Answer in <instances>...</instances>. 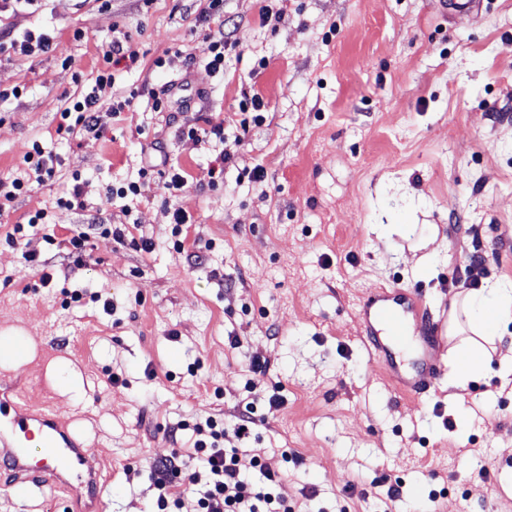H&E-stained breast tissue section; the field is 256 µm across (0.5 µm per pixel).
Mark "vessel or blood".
Segmentation results:
<instances>
[{"mask_svg": "<svg viewBox=\"0 0 512 512\" xmlns=\"http://www.w3.org/2000/svg\"><path fill=\"white\" fill-rule=\"evenodd\" d=\"M372 357L405 395L419 397L442 374L428 350L439 328L424 309L421 291L379 287L361 306ZM88 451L66 430L53 411L24 409L0 391V473L20 498L51 485L71 497L74 512H101L99 473L86 465Z\"/></svg>", "mask_w": 512, "mask_h": 512, "instance_id": "vessel-or-blood-1", "label": "vessel or blood"}]
</instances>
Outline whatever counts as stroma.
<instances>
[{"mask_svg":"<svg viewBox=\"0 0 512 512\" xmlns=\"http://www.w3.org/2000/svg\"><path fill=\"white\" fill-rule=\"evenodd\" d=\"M203 6L43 0L0 14V27L56 44L0 55V91L23 89L0 102V181L33 143L60 160L0 215V338L33 353L0 362V388L62 415L102 471L107 512H150L149 462L191 445L190 431L172 439L168 428L241 399L264 406L276 390L284 406L228 444L295 454L282 474L295 512H422L434 489L440 512H512V391L490 371L456 397L441 382L407 397L370 356L360 318L364 296L386 286L423 291L441 322L476 252L485 280L512 282V0H486L477 18L448 15L441 0H224L223 19L208 22ZM217 28L235 45L219 73L206 66ZM121 33L140 59L114 66V89L140 97L120 116L102 112L101 132L59 134L66 94L91 87ZM167 49L194 66L154 67ZM174 83L187 99L152 111ZM255 96L264 119L241 127ZM219 121L223 143L182 134ZM164 158L187 173L185 191L156 176L138 197L116 195ZM75 183L83 208L58 205ZM41 208L47 224L4 242ZM177 209L190 217L180 254ZM101 220L125 225L124 240L94 230ZM76 230L88 234L80 258L65 243ZM424 256L433 270L419 276ZM81 288L101 301L66 304ZM257 357L268 366L256 376ZM69 507L48 486L23 500L0 488V512Z\"/></svg>","mask_w":512,"mask_h":512,"instance_id":"obj_1","label":"stroma"}]
</instances>
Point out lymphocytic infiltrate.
<instances>
[{
  "label": "lymphocytic infiltrate",
  "mask_w": 512,
  "mask_h": 512,
  "mask_svg": "<svg viewBox=\"0 0 512 512\" xmlns=\"http://www.w3.org/2000/svg\"><path fill=\"white\" fill-rule=\"evenodd\" d=\"M137 62L138 50L129 36L115 37L102 50L103 65L94 78L91 92L69 97L60 111L58 133L76 136L95 131L103 94L115 83L110 65L113 58ZM59 160L33 145L22 160L25 175L10 184L0 183V213L10 209L12 202L28 193L31 181L46 182L56 174ZM256 406L241 402L236 406L232 426H225L215 417L194 423L193 446L188 453H176L153 463L151 486L155 491L153 512H176L182 493L192 491L198 496L200 512H293L283 489L280 467L291 459L287 449L272 456L253 455L249 469H242L240 451L224 445L226 434L237 439L250 437L256 421Z\"/></svg>",
  "instance_id": "lymphocytic-infiltrate-1"
}]
</instances>
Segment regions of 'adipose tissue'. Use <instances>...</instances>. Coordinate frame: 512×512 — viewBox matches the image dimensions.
<instances>
[{"label": "adipose tissue", "instance_id": "ef3b65f1", "mask_svg": "<svg viewBox=\"0 0 512 512\" xmlns=\"http://www.w3.org/2000/svg\"><path fill=\"white\" fill-rule=\"evenodd\" d=\"M512 324V287L494 282L459 293L448 311V386L466 389L489 367L502 379L512 378V354L493 357L490 349L500 331Z\"/></svg>", "mask_w": 512, "mask_h": 512}]
</instances>
